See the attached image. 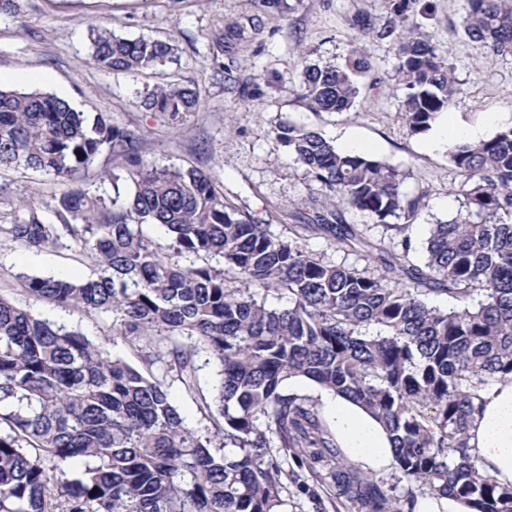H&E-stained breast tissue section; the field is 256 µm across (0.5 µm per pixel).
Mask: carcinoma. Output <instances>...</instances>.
Masks as SVG:
<instances>
[{
  "mask_svg": "<svg viewBox=\"0 0 512 512\" xmlns=\"http://www.w3.org/2000/svg\"><path fill=\"white\" fill-rule=\"evenodd\" d=\"M463 32L481 59L512 55V0H465ZM424 0H388L385 23L358 13L357 37L342 62L302 59L292 93L312 112H347L372 63L363 41L391 39L398 60L400 115L427 133L457 103L460 83L448 52L422 32ZM91 57L112 73L138 72L178 57L171 38L89 28ZM141 104L175 124L200 111L196 90L158 85ZM294 163L327 191L312 197L305 224L276 237L269 222L224 202L217 182L195 167L143 159L134 129L92 118L58 97L0 88V168L52 176L57 221L20 197L0 232L28 249H71L97 275L30 277L28 293L58 305L112 315L113 335L167 359L168 373L197 386L195 357L220 367L215 424L235 453L188 427L165 378L146 376L84 337L0 297V512H279L286 482L301 473L350 512H416L349 462L310 397L282 391L304 378L361 405L386 428L393 461L415 489L452 496L470 512H512V487L484 473L466 433L481 392L512 376V127L447 147L461 178V206L432 225L421 265L411 230L428 206L403 190L406 173L383 160L339 151L320 131L275 126ZM122 163L102 182L126 196L74 188L102 151ZM381 224L387 249L343 223L338 205ZM171 234L162 246L149 232ZM332 235L375 266L332 263L308 251V229ZM193 260L184 266L164 249ZM217 259V264L207 259ZM204 260L198 265L196 261ZM288 291L269 308L254 290ZM431 294L452 299L448 309ZM371 325L383 332L371 335ZM296 468H285L288 459Z\"/></svg>",
  "mask_w": 512,
  "mask_h": 512,
  "instance_id": "obj_1",
  "label": "carcinoma"
}]
</instances>
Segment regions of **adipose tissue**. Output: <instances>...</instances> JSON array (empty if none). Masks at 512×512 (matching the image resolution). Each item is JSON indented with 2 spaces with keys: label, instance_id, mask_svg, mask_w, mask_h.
<instances>
[{
  "label": "adipose tissue",
  "instance_id": "1",
  "mask_svg": "<svg viewBox=\"0 0 512 512\" xmlns=\"http://www.w3.org/2000/svg\"><path fill=\"white\" fill-rule=\"evenodd\" d=\"M480 412L468 431V452L499 483L512 485V380L494 382L481 394ZM332 429L346 458L377 473L392 462L382 425L358 404L326 394Z\"/></svg>",
  "mask_w": 512,
  "mask_h": 512
}]
</instances>
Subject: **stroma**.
<instances>
[{"label": "stroma", "mask_w": 512, "mask_h": 512, "mask_svg": "<svg viewBox=\"0 0 512 512\" xmlns=\"http://www.w3.org/2000/svg\"><path fill=\"white\" fill-rule=\"evenodd\" d=\"M430 2L424 30L449 50L461 84L451 115L458 123L483 126L488 135L497 129L491 116H505L512 126V56L480 62L462 31L464 0ZM20 6L18 17L0 16L1 87L51 94L81 112L110 113L114 124L143 133L147 161L213 175L229 203L269 219L273 234L302 223L304 200L322 193L276 139L273 130L284 120L319 129L334 141L354 134L373 145L374 158L405 172V191H426L429 205L412 229L415 244L427 240L431 224L451 219L460 207L459 178L443 151L430 148L427 136L409 134L399 118L390 39L367 42L372 69L361 77L362 95L351 111L317 114L288 92L299 80L298 51L312 63L342 61L355 36L351 16L362 11L384 22V0H272L267 6L254 0H21ZM91 23L129 38H175L179 57L153 70L103 71L90 57ZM238 30L243 38H235ZM219 35L224 51L217 55ZM160 83L197 89L200 112L171 126L143 107L144 93ZM0 186L12 197L34 195L45 218L54 220V197L62 187L52 176L2 170ZM95 273L94 262L80 252L28 249L0 234V297L162 376L164 363H145L140 352L113 340L111 314L44 302L24 287L30 276L87 279ZM196 365L198 391L173 378L169 393L188 426L204 432L211 423L201 397L213 392L216 366L202 355Z\"/></svg>", "instance_id": "35a3bbf8"}]
</instances>
